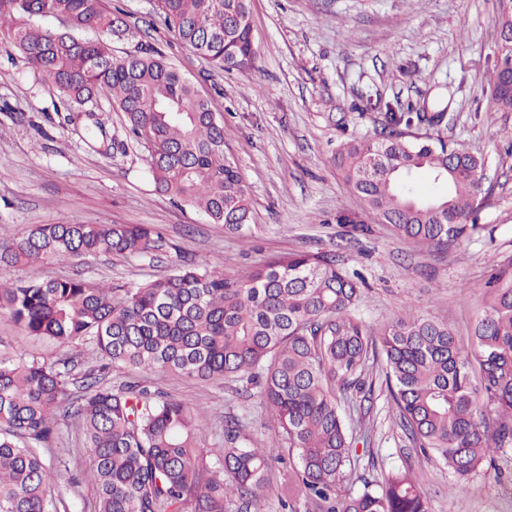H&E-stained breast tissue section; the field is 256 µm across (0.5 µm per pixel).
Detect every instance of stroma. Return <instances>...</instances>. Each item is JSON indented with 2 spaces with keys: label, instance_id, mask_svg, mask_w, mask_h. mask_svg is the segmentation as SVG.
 Here are the masks:
<instances>
[{
  "label": "stroma",
  "instance_id": "35a3bbf8",
  "mask_svg": "<svg viewBox=\"0 0 512 512\" xmlns=\"http://www.w3.org/2000/svg\"><path fill=\"white\" fill-rule=\"evenodd\" d=\"M112 2L138 39L160 47L223 120L253 221L231 232L157 193L149 151L125 140L122 113L102 97L92 113L68 122L59 92L34 75L2 30L0 237L35 224H149L160 231L166 246L149 256L102 255L40 269L45 278L109 284L169 274L178 251L243 282L272 257L333 250L362 280L354 316L377 329L420 313L447 321L468 344L493 266L512 258V112L492 120L486 114L500 0H418L412 8L406 0H251L256 63L230 72L152 27L156 0ZM425 102L446 110L439 133L449 145L484 159L491 189L474 214L478 231L444 252L398 237L351 193L335 163L341 142L376 136L384 106L399 111ZM341 210L352 223L338 221ZM0 357L68 362L77 385L95 364L86 346L29 337L1 313ZM155 385L198 412L206 445L222 438L228 414L242 417L257 441L273 435L257 393L176 377H156ZM355 428L358 462L341 493L356 491L357 477L380 482L406 469L431 512H512V447L459 490L447 467L397 426L386 388L375 389ZM60 431L51 452L70 464L57 487L67 512H91L89 451L74 421L61 422Z\"/></svg>",
  "mask_w": 512,
  "mask_h": 512
}]
</instances>
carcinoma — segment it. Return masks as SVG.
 <instances>
[{
    "instance_id": "carcinoma-1",
    "label": "carcinoma",
    "mask_w": 512,
    "mask_h": 512,
    "mask_svg": "<svg viewBox=\"0 0 512 512\" xmlns=\"http://www.w3.org/2000/svg\"><path fill=\"white\" fill-rule=\"evenodd\" d=\"M109 0H0V30L35 75L78 111L108 95L125 117L128 135L151 147L155 190L239 232L252 220L243 177L230 157L228 134L194 83L151 43L112 55L104 40L77 32L96 28L115 39L120 17ZM156 14L175 38L223 70L247 71L256 48L250 0H157ZM51 16L60 29L33 23ZM389 134L423 121L409 107L385 105ZM512 112V90L500 65L491 73L487 113ZM448 175L442 140L354 138L336 153L345 183L397 235L446 250L470 237L481 193L484 160L463 149ZM147 224H36L0 238V310L26 335L92 348L94 380L75 397L71 368L0 358V512H57L53 489L59 458L46 462L59 421L72 417L91 451L97 493L93 512H226L232 499L246 512L259 507L272 462H298L277 488L283 509L304 497L315 512H429L406 471L380 484L363 481L355 493L337 485L352 469L355 439L339 404L353 410L371 400L375 377L368 362L382 357L385 385L400 425L421 451H433L456 487L499 450L512 445V260L494 269L488 298L470 348L459 347L448 322L408 314L379 334L352 315L358 282L334 251L274 257L247 283L200 269L177 255L171 274L147 283L104 285L80 278L43 279L54 259L85 261L102 254L142 256L163 249ZM32 276L3 286L12 268ZM259 390L276 429L259 444L234 415L224 438L202 447L203 427L185 403L139 381L117 389L100 383L112 366Z\"/></svg>"
}]
</instances>
